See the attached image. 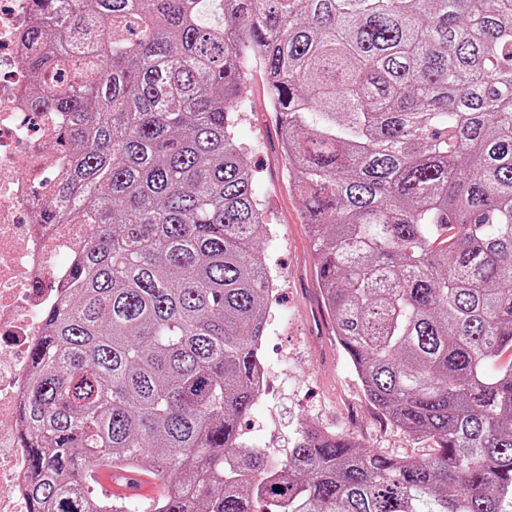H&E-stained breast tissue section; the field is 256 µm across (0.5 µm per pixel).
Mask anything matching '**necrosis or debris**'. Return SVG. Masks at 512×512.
Returning <instances> with one entry per match:
<instances>
[{
	"mask_svg": "<svg viewBox=\"0 0 512 512\" xmlns=\"http://www.w3.org/2000/svg\"><path fill=\"white\" fill-rule=\"evenodd\" d=\"M36 18L34 0H0V512H30L20 441L28 350L43 332L41 313L65 295L88 235L83 224L36 221L45 184L64 160L50 138L60 113L29 111L26 100L23 35Z\"/></svg>",
	"mask_w": 512,
	"mask_h": 512,
	"instance_id": "necrosis-or-debris-1",
	"label": "necrosis or debris"
}]
</instances>
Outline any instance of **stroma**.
I'll return each instance as SVG.
<instances>
[{
    "instance_id": "1",
    "label": "stroma",
    "mask_w": 512,
    "mask_h": 512,
    "mask_svg": "<svg viewBox=\"0 0 512 512\" xmlns=\"http://www.w3.org/2000/svg\"><path fill=\"white\" fill-rule=\"evenodd\" d=\"M267 98L261 73H254L236 128L265 210L269 233L261 247L275 283L262 347L268 384L247 415L243 440L280 461L302 427L314 422L365 449L398 458L432 455L433 441L410 436L370 405L336 342L317 286L304 202L288 186L281 137Z\"/></svg>"
}]
</instances>
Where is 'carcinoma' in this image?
I'll list each match as a JSON object with an SVG mask.
<instances>
[{
	"instance_id": "1",
	"label": "carcinoma",
	"mask_w": 512,
	"mask_h": 512,
	"mask_svg": "<svg viewBox=\"0 0 512 512\" xmlns=\"http://www.w3.org/2000/svg\"><path fill=\"white\" fill-rule=\"evenodd\" d=\"M23 66L67 161L39 223L86 224L29 351L32 512H512V0H36ZM263 70L321 300L371 404L437 446L317 424L240 441L274 282L234 136ZM88 471L109 493L119 496L136 494L139 491L138 486L142 483H155V480L150 476L129 473L105 465L91 466Z\"/></svg>"
}]
</instances>
